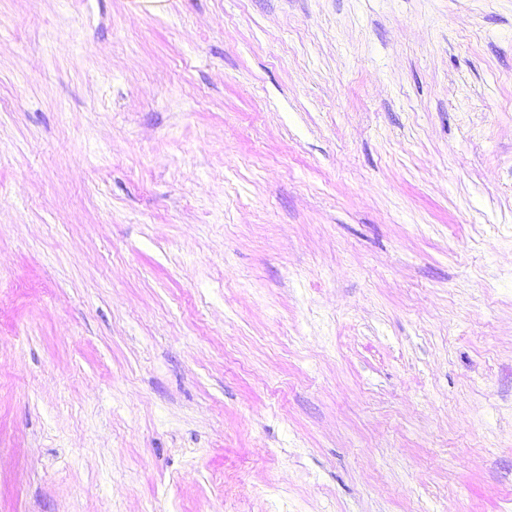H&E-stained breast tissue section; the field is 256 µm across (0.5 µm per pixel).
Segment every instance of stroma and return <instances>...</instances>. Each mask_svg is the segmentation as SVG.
<instances>
[{"instance_id":"35a3bbf8","label":"stroma","mask_w":512,"mask_h":512,"mask_svg":"<svg viewBox=\"0 0 512 512\" xmlns=\"http://www.w3.org/2000/svg\"><path fill=\"white\" fill-rule=\"evenodd\" d=\"M0 512H512V0H0Z\"/></svg>"}]
</instances>
